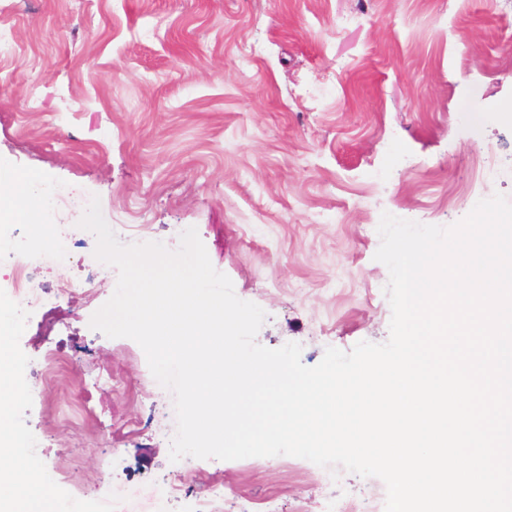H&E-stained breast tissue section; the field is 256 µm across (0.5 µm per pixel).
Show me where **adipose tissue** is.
Returning <instances> with one entry per match:
<instances>
[{
  "label": "adipose tissue",
  "instance_id": "obj_1",
  "mask_svg": "<svg viewBox=\"0 0 512 512\" xmlns=\"http://www.w3.org/2000/svg\"><path fill=\"white\" fill-rule=\"evenodd\" d=\"M0 198L11 200L43 237H51V225L42 221L46 197L33 185L0 182ZM15 393L14 387L0 384V512H44L56 503L53 480L39 470L22 437L5 426L8 402Z\"/></svg>",
  "mask_w": 512,
  "mask_h": 512
}]
</instances>
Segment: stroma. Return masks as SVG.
Listing matches in <instances>:
<instances>
[{
  "label": "stroma",
  "instance_id": "obj_1",
  "mask_svg": "<svg viewBox=\"0 0 512 512\" xmlns=\"http://www.w3.org/2000/svg\"><path fill=\"white\" fill-rule=\"evenodd\" d=\"M512 0H0V161L43 193L73 261L40 265L42 308L12 309L0 356L18 372L8 426L84 512H197L212 482L220 512L275 499L330 512L367 478L297 457L169 458L172 393L142 348L90 326L117 274L94 276L91 199L124 244L179 246L196 228L236 296L260 306L256 340L329 347L388 340L382 213L449 226L479 200L512 201ZM90 294L61 300L70 281ZM74 369L47 382L45 348ZM111 372L93 402L111 427L74 415L81 377ZM141 494L115 509L99 478ZM183 477L190 493L156 499Z\"/></svg>",
  "mask_w": 512,
  "mask_h": 512
}]
</instances>
